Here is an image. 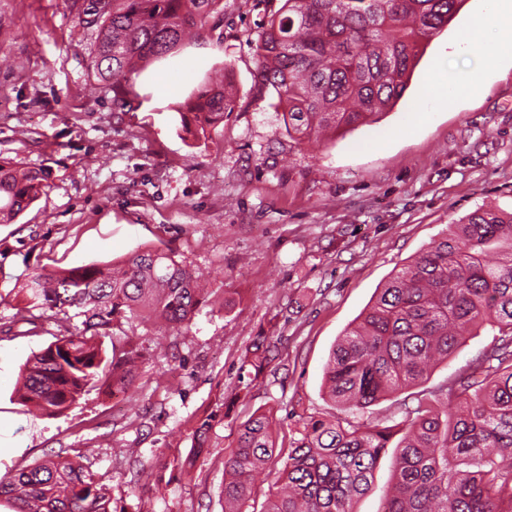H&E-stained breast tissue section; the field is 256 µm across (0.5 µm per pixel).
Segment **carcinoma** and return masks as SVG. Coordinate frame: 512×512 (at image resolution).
<instances>
[{
	"mask_svg": "<svg viewBox=\"0 0 512 512\" xmlns=\"http://www.w3.org/2000/svg\"><path fill=\"white\" fill-rule=\"evenodd\" d=\"M465 0H282L255 46L258 86L273 89L297 143L328 129L351 128L400 100L428 40L447 27ZM91 32L89 67L118 95L123 83L185 37L224 23L223 0H73ZM224 82L203 88L181 113L208 136L234 111ZM45 173L0 162V224L12 223L40 196ZM30 317L57 322L54 341L24 364L22 405L46 415L73 406L88 388L126 391L140 353L111 329L132 315L179 328L205 300L198 279L171 252L146 248L112 266L37 270L19 287ZM82 318L70 331L69 311ZM39 314H33V311ZM498 328L497 340L469 370L448 382V403L424 394L406 409L394 495L383 512H512V213L478 209L450 227L393 276L336 342L325 367L328 398L364 409L421 383L451 357L473 326ZM110 339L111 350L104 347ZM258 336L248 362L269 360ZM215 416L198 421L194 447L206 448ZM277 471L279 491L264 512H352L366 493L391 428L340 417L300 419ZM272 420L254 414L224 458L225 512H245L253 486L269 477ZM10 512H114L112 495L84 466L58 452L0 478Z\"/></svg>",
	"mask_w": 512,
	"mask_h": 512,
	"instance_id": "1",
	"label": "carcinoma"
}]
</instances>
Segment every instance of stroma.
Returning a JSON list of instances; mask_svg holds the SVG:
<instances>
[{"label":"stroma","mask_w":512,"mask_h":512,"mask_svg":"<svg viewBox=\"0 0 512 512\" xmlns=\"http://www.w3.org/2000/svg\"><path fill=\"white\" fill-rule=\"evenodd\" d=\"M279 0H224V25L152 61L126 95L92 90L90 44L72 0H0V160L47 172L14 223L0 224V476L59 450L112 492L114 512H224V457L253 413L276 421L288 445L298 416L392 430L372 487L354 512H381L404 430L397 393L341 411L323 391L334 344L379 288L450 225L478 208L512 212V63L452 108L425 103L438 70L465 74L478 54L452 59L458 32L480 11L466 0L434 36L404 96L376 121L296 144L274 91H258L255 42ZM233 112L217 134H187L184 103L224 68ZM153 247L208 283L188 326L158 333L137 320L141 358L120 399L92 388L62 414L28 413L15 388L26 360L53 339V321L29 331L13 289L35 269L120 261ZM274 347L264 374L242 362L256 337ZM474 328L420 386L439 393L491 347ZM216 419L210 445L196 422ZM186 460L172 468L173 457Z\"/></svg>","instance_id":"stroma-1"}]
</instances>
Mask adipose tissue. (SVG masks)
<instances>
[{
  "label": "adipose tissue",
  "mask_w": 512,
  "mask_h": 512,
  "mask_svg": "<svg viewBox=\"0 0 512 512\" xmlns=\"http://www.w3.org/2000/svg\"><path fill=\"white\" fill-rule=\"evenodd\" d=\"M495 28L496 41L484 43L480 40L484 28ZM512 46V0H486L482 13L465 29L453 45V55H462L471 50H480L483 64L465 76L448 75L447 79L429 83L425 95L451 106L458 98L473 95L481 87L485 77L496 71L503 63L501 51Z\"/></svg>",
  "instance_id": "adipose-tissue-1"
}]
</instances>
